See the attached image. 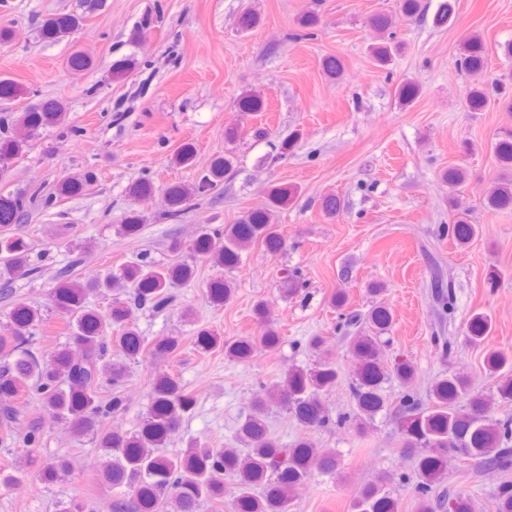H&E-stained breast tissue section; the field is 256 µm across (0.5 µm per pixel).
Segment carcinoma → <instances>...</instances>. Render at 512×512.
<instances>
[{
    "label": "carcinoma",
    "instance_id": "1",
    "mask_svg": "<svg viewBox=\"0 0 512 512\" xmlns=\"http://www.w3.org/2000/svg\"><path fill=\"white\" fill-rule=\"evenodd\" d=\"M79 18L59 15L47 19L42 34L59 41L76 30ZM369 25L378 34L371 54L380 66L392 61L399 45L394 42L391 19L377 13ZM488 49L483 38L473 33L459 44L461 70L474 81L468 85L465 103L469 111L481 112L489 101V92L480 80L487 68ZM322 70L338 80L344 63L337 56L323 60ZM237 104L247 112H260L264 100L251 92L243 93ZM66 117L60 100L38 101L19 116L0 113V178L10 170V163L29 148L32 136L41 128L58 126ZM495 154L502 167L512 170V135L495 144ZM233 168L230 157L215 161L209 174L196 185H172L166 189L169 218L176 220L188 210L197 197L217 188L224 173ZM441 179L459 192L468 179L462 168H450ZM295 192L284 185L274 187L263 206L246 213L237 223L222 227L204 225L192 244L196 258L231 270L237 267L242 252L260 246L272 254L286 247L279 226L272 223L273 212L293 200ZM53 197L43 198L36 191L27 194H0V295L19 279L35 277L46 254L31 260V248L23 234L33 205L40 201L51 204ZM483 206L495 210L512 208V175L499 176L490 187ZM470 209L457 214L453 223L443 226L442 235L458 244L466 243L476 232L469 220ZM144 217L131 211L120 230L128 235L139 233ZM195 265L182 262L159 264L148 258L124 265L119 272L99 274L81 281L66 272L50 296V305L66 319L65 342L51 353L52 361L43 362L33 351L36 336L43 331L42 311L17 304L10 313L8 330L0 334V446L21 444L37 448L41 443L39 427L32 425L19 434V414L10 403L29 393L35 394L42 410L69 425L78 440L88 438L103 453L102 479L112 487L116 498L112 512H199L206 502H226L228 512H290L293 487L312 473L336 472L339 457L334 448H319L311 433L349 419L363 425L388 404L385 384L395 378L403 386L410 383L413 371L404 362L387 370L382 364V335L392 326L391 311L377 306L368 314L372 334L355 336L352 350L358 368L350 388L355 406L352 413L332 419L323 395L336 389L338 371L330 356L318 357L311 366H293L274 390H260L254 396L251 410L239 426L233 444L209 448L196 441L186 449L170 453L167 440L197 406L196 399L179 378L165 374L157 378L149 392L145 419L131 432H109L105 421L123 409L118 393L104 398L100 389L105 381L116 385L126 372V365L112 360L118 351L135 361L148 353L157 358H170L180 348L173 336L157 340L146 348L136 324L135 310L151 307L162 310L172 300V289L191 281ZM134 287L130 299L112 298L106 313L89 308L92 294L107 295L122 284ZM431 296L441 319L453 323L456 317L455 293L439 272L432 274ZM234 294L231 280L217 279L206 290V300L214 307L229 303ZM339 310L336 328L354 325L356 314L345 311V297L337 291L331 298ZM491 329L490 319L473 315L467 323L469 342L481 345ZM276 350L282 337L265 329L259 341L230 340L207 328L196 334V345L202 351L224 348V355L246 361L255 344ZM485 378L494 382L502 403H512V353L489 350L485 353ZM407 408L397 423L403 454L411 462L412 475L394 477L384 473L360 490L353 512H397V488L411 485L417 512H475L473 498L458 492L437 495L435 490L445 478L450 457L481 458L505 474L512 472V416H496L490 402L475 391L470 378L450 373L438 378L429 391L427 403L411 395L402 398ZM285 410L306 436L285 447L271 432L268 422L270 407ZM71 471V461L58 456L39 469L42 481L53 484ZM489 512H512V481H504L495 491Z\"/></svg>",
    "mask_w": 512,
    "mask_h": 512
}]
</instances>
